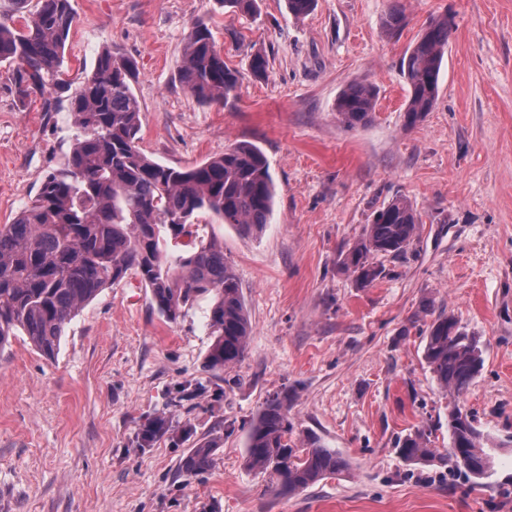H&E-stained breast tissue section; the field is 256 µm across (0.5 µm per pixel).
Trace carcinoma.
Segmentation results:
<instances>
[{"label":"carcinoma","mask_w":512,"mask_h":512,"mask_svg":"<svg viewBox=\"0 0 512 512\" xmlns=\"http://www.w3.org/2000/svg\"><path fill=\"white\" fill-rule=\"evenodd\" d=\"M233 14L252 16L257 0H219ZM316 0H285L295 18L308 15ZM0 14V64L8 65L11 91L25 105L38 96L41 110L67 109L76 134L65 165L45 173L34 198L10 224H0V354L23 337L42 356L57 354L65 328L103 289L134 274L149 288L159 314L177 321L197 297L211 295L209 329L214 341L205 368L216 375L236 365L246 352L251 324L237 276L224 258V243L204 235L199 218L231 224L256 236L272 223L275 184L261 149L237 143L189 168L164 165L139 145L142 107L132 82L135 62L106 47L94 70L76 82L64 67L67 41L76 16L71 0H11ZM406 22L400 4L383 21L387 36ZM455 16L432 19L400 67L409 86L405 124L414 127L436 105L439 77ZM180 84L198 100L222 103L237 91L238 72L224 62L214 36L202 21L192 25L178 69ZM376 91L350 83L336 103L339 122L355 128L373 119ZM419 217L405 197L374 212L364 237L348 250L344 264L363 286L382 274L373 256L404 255L413 243ZM424 359L439 388L455 399L448 408L451 446L466 458L489 456L487 440L462 413L456 399L480 373V340L452 314L428 326ZM288 390L267 397L250 423L246 464L276 480L279 494H296L348 462L308 434L297 449L288 416ZM159 420L142 433L144 445L165 435ZM217 441L200 440L182 463V473L196 476L214 464ZM407 461H445L478 481L489 477L450 462L449 451L431 447L419 429L399 442Z\"/></svg>","instance_id":"carcinoma-1"}]
</instances>
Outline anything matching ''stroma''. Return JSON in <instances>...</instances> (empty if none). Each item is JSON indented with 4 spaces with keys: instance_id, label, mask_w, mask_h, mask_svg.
Masks as SVG:
<instances>
[{
    "instance_id": "1",
    "label": "stroma",
    "mask_w": 512,
    "mask_h": 512,
    "mask_svg": "<svg viewBox=\"0 0 512 512\" xmlns=\"http://www.w3.org/2000/svg\"><path fill=\"white\" fill-rule=\"evenodd\" d=\"M397 1L407 25L390 37L382 22ZM72 4L70 76L91 72L106 47L131 58L147 155L187 168L254 143L276 184L274 215L257 237L206 228L224 243L251 323L243 359L220 375L203 368L209 297L170 322L133 275L78 313L55 358L20 340L0 355V512H512V0H317L301 19L284 0H258L251 17L218 0ZM447 10L455 27L437 103L406 127L400 59ZM198 20L240 75L218 104L177 77ZM352 82L377 92L372 122L356 128L336 118ZM74 134L69 113L17 102L0 66V224L62 167ZM398 196L420 215L417 237L404 256H374L382 274L361 286L342 260ZM442 312L482 344L461 399L493 443L479 484L397 450L420 428L433 447L449 443V399L424 361ZM282 389L292 441L315 433L350 464L293 495L245 463L248 425ZM156 417L167 433L140 447ZM204 438L219 443L215 464L186 477L181 461Z\"/></svg>"
}]
</instances>
